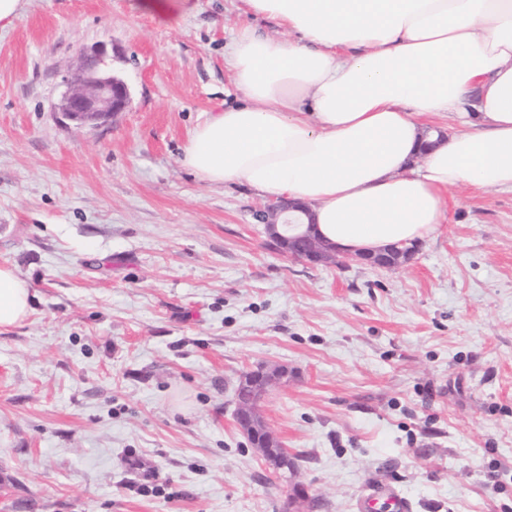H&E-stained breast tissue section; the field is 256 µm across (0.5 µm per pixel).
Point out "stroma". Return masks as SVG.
Here are the masks:
<instances>
[{"instance_id":"35a3bbf8","label":"stroma","mask_w":512,"mask_h":512,"mask_svg":"<svg viewBox=\"0 0 512 512\" xmlns=\"http://www.w3.org/2000/svg\"><path fill=\"white\" fill-rule=\"evenodd\" d=\"M25 0L0 32V264L34 293L0 330V512H512V191L455 189L445 224L380 270L270 248L267 198L182 163L232 90L243 0ZM130 90L80 126L55 112L81 51ZM278 364L264 422L304 496L234 418ZM150 11L158 12L170 24H179L184 12L189 9L190 0H142Z\"/></svg>"}]
</instances>
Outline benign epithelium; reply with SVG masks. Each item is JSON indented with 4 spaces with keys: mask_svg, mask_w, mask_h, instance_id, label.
<instances>
[{
    "mask_svg": "<svg viewBox=\"0 0 512 512\" xmlns=\"http://www.w3.org/2000/svg\"><path fill=\"white\" fill-rule=\"evenodd\" d=\"M102 50L94 48L81 53L79 64L64 77L66 90L55 104V111L81 125H98L126 110L130 91L125 81L101 69ZM308 210L286 200H274L254 213L255 220L264 225L270 242L282 253L296 256L311 265L348 264L362 262L361 254L343 253L314 235L311 227L299 221V215ZM287 372L279 367L261 366L244 374L236 393H249V403L236 401L235 416L239 427L253 447L260 452L262 434L256 415L262 409L268 388L283 378ZM278 470L288 481L295 494H300L299 484L293 482L296 472L288 450L279 449Z\"/></svg>",
    "mask_w": 512,
    "mask_h": 512,
    "instance_id": "7a95c632",
    "label": "benign epithelium"
}]
</instances>
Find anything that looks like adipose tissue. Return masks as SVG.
<instances>
[{"instance_id": "ef3b65f1", "label": "adipose tissue", "mask_w": 512, "mask_h": 512, "mask_svg": "<svg viewBox=\"0 0 512 512\" xmlns=\"http://www.w3.org/2000/svg\"><path fill=\"white\" fill-rule=\"evenodd\" d=\"M299 41L246 24L224 48L240 94L195 128L182 163L308 204L350 253L432 238L449 191H512V0H245ZM444 116L462 130L427 127ZM0 265V328L31 312Z\"/></svg>"}]
</instances>
